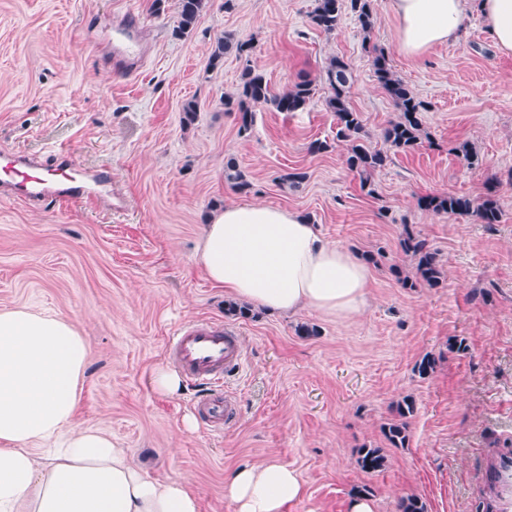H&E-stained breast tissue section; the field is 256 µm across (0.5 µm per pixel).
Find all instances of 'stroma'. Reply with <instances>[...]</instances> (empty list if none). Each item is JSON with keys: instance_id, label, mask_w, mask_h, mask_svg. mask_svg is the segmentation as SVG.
Segmentation results:
<instances>
[{"instance_id": "stroma-1", "label": "stroma", "mask_w": 512, "mask_h": 512, "mask_svg": "<svg viewBox=\"0 0 512 512\" xmlns=\"http://www.w3.org/2000/svg\"><path fill=\"white\" fill-rule=\"evenodd\" d=\"M0 0V153L52 167L107 166L124 199L28 201L0 185V308L28 306L75 323L87 346L76 414L105 431L152 479L179 477L201 512H234L224 481L237 467L275 458L293 466L305 497L288 512H350L358 496L374 512H400L414 497L426 512H488L491 450L512 454V55L500 54L479 13L458 41L410 58L397 48L390 0H372L374 26L351 13L327 33L309 16L315 0H210L193 33L175 34L178 0ZM133 16L149 61L131 77L105 68L107 21ZM224 33L249 42L247 58L209 65ZM383 53L393 75L423 100L425 134L411 151L389 150L369 187L345 162L336 116L325 104L332 58L352 73L348 102L368 144L398 116L372 65ZM274 92L301 78L316 91L301 111L256 110L250 131L226 111L245 66ZM198 112L181 122L185 101ZM329 151L314 153L313 141ZM468 144L480 163L468 165ZM235 159L250 183L224 178ZM300 171L299 185L283 182ZM494 192L496 224L422 210L420 197L473 200ZM231 203L297 210L331 243L373 255L370 305L352 320L314 312L252 309L224 314V293L198 262L202 227ZM426 239L445 270L436 288L401 287L395 268L412 262L403 229ZM234 330L245 369L224 379L237 415L223 435L206 430L195 403L204 385L156 393L157 365L181 324ZM316 327L313 336L298 329ZM461 340L463 351L450 350ZM437 367L419 377L424 355ZM412 396L408 442L395 448L381 427L390 405ZM193 429H185L186 418ZM380 449L381 470L363 471L362 447Z\"/></svg>"}]
</instances>
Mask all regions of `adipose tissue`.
Returning <instances> with one entry per match:
<instances>
[{"label": "adipose tissue", "instance_id": "ef3b65f1", "mask_svg": "<svg viewBox=\"0 0 512 512\" xmlns=\"http://www.w3.org/2000/svg\"><path fill=\"white\" fill-rule=\"evenodd\" d=\"M400 52L457 40L478 9L500 52L512 54V0H390ZM198 260L225 296L294 315L353 319L368 309L370 268L329 243L298 211L233 204L204 225ZM86 347L69 319L0 308V512H201L186 481L149 479L127 449L76 426ZM236 512H286L305 495L291 466L267 460L224 484Z\"/></svg>", "mask_w": 512, "mask_h": 512}]
</instances>
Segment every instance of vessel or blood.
<instances>
[{
  "mask_svg": "<svg viewBox=\"0 0 512 512\" xmlns=\"http://www.w3.org/2000/svg\"><path fill=\"white\" fill-rule=\"evenodd\" d=\"M120 35L114 52V66L134 70L141 62L137 44V23L132 17L121 19L116 26ZM111 181L112 172L103 167L92 177H85L67 166L46 168L14 155H0V181L19 186L26 199L45 197L48 183L63 185L64 196H82L87 180ZM168 354L191 381L206 385L207 393L197 404L198 411L212 431H223L236 414L232 400L224 394V378L242 370L244 352L236 333L212 322H197L175 330L167 341ZM488 480L494 488L501 512H512V457H490Z\"/></svg>",
  "mask_w": 512,
  "mask_h": 512,
  "instance_id": "1",
  "label": "vessel or blood"
}]
</instances>
